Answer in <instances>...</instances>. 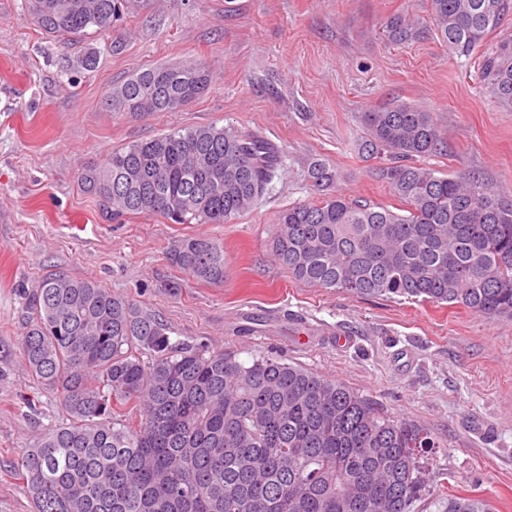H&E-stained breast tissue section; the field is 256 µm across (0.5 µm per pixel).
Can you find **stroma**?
<instances>
[{
    "label": "stroma",
    "instance_id": "obj_1",
    "mask_svg": "<svg viewBox=\"0 0 512 512\" xmlns=\"http://www.w3.org/2000/svg\"><path fill=\"white\" fill-rule=\"evenodd\" d=\"M0 0V512H32L11 461L68 423L55 391L21 357L22 288L63 272L91 277L168 324L171 339L280 355L345 383L439 441L414 512L448 495L512 512V319L461 307L366 299L291 278L272 254L278 214L316 200L307 167L330 160L339 192L393 205L382 162L356 148L364 112L411 104L444 143L424 165L473 174L512 199V112L480 82L483 52L512 38V14L470 56L434 31L403 44L383 33L395 14L428 22L429 0H130L110 31L67 42ZM100 52L97 68L80 60ZM201 67L207 90L176 112L106 109L112 88L155 67ZM256 129L283 150L266 192L230 224H173L107 214L80 173L112 151L173 129ZM224 247L210 284L167 259L184 237Z\"/></svg>",
    "mask_w": 512,
    "mask_h": 512
}]
</instances>
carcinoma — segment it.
Instances as JSON below:
<instances>
[{
	"label": "carcinoma",
	"instance_id": "obj_1",
	"mask_svg": "<svg viewBox=\"0 0 512 512\" xmlns=\"http://www.w3.org/2000/svg\"><path fill=\"white\" fill-rule=\"evenodd\" d=\"M121 0H27L48 35L106 32ZM512 0H430L448 51L469 56L496 31ZM392 42L422 33L416 19L384 23ZM485 89L512 112V39L481 60ZM209 82L200 68H154L110 92L118 112H174ZM359 150L404 213L338 193L280 212L279 264L310 286L366 298L461 306L512 317V200L470 176L415 163L443 149L435 119L409 104L363 113ZM282 150L253 131L196 126L112 152L83 169V189L112 214L160 215L174 224H229L263 194ZM317 189L340 178L326 159ZM170 263L224 282V250L175 241ZM22 358L58 394L70 423L48 430L10 463L33 512H411L425 488L426 429L395 421L348 386L260 356L179 346L164 321L91 278L56 274L32 293ZM447 512H492L448 495Z\"/></svg>",
	"mask_w": 512,
	"mask_h": 512
}]
</instances>
